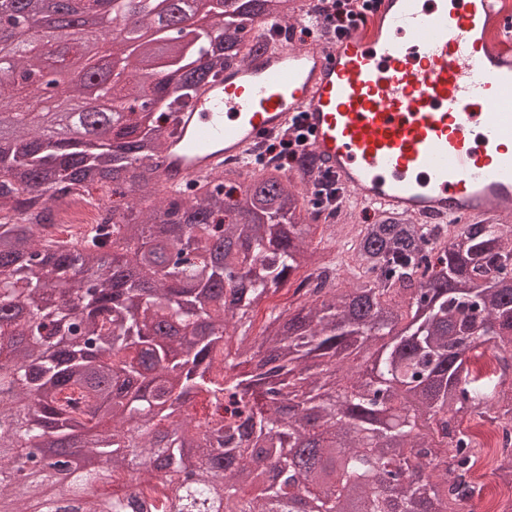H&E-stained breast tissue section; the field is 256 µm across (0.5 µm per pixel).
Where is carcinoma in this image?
<instances>
[{
	"label": "carcinoma",
	"instance_id": "carcinoma-1",
	"mask_svg": "<svg viewBox=\"0 0 512 512\" xmlns=\"http://www.w3.org/2000/svg\"><path fill=\"white\" fill-rule=\"evenodd\" d=\"M116 0H59L76 22L115 16ZM247 24L224 19L222 35L178 43L137 79L138 31L113 42L131 68L126 97L161 105L150 123L112 124L106 143L49 140L22 113L0 156V416L28 410L16 431L0 428V512H45L54 499L82 512H129L114 475L137 483V512H193L223 491L225 512H474L466 476L475 442L458 415L512 424L499 387L512 371V226L416 224L389 216L346 235L349 263L327 259L325 238L343 232L306 221L315 214L321 173L298 164L300 186L279 165L234 199L242 167L160 186L154 161L167 147V115L187 106L200 84L229 60L267 50L266 18L277 0H234ZM46 0H0V112L17 86L48 71L29 43L10 44L9 27L37 35ZM141 26L171 35L178 4L138 0ZM255 30L244 42L242 32ZM135 184L121 182L128 160ZM106 188L121 221L86 225L67 239L49 229L95 202ZM323 278L300 302L271 311L249 334L250 312L298 272ZM351 286L336 288L339 272ZM502 350L480 379L467 354ZM202 404L204 416L194 409ZM348 441L336 445V431ZM85 436L84 461L64 482L25 470L24 450L48 438ZM169 472L198 476L166 484ZM341 471L332 496L300 497V483Z\"/></svg>",
	"mask_w": 512,
	"mask_h": 512
}]
</instances>
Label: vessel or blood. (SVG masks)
<instances>
[{
  "instance_id": "1",
  "label": "vessel or blood",
  "mask_w": 512,
  "mask_h": 512,
  "mask_svg": "<svg viewBox=\"0 0 512 512\" xmlns=\"http://www.w3.org/2000/svg\"><path fill=\"white\" fill-rule=\"evenodd\" d=\"M328 48L297 41L225 69L167 125L168 184L249 166L300 118L308 150L361 215L512 223V9L500 0H372Z\"/></svg>"
}]
</instances>
